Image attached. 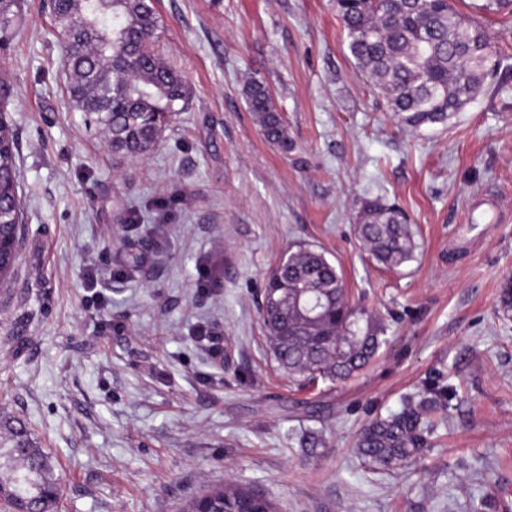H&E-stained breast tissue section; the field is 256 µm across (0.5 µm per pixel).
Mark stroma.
I'll use <instances>...</instances> for the list:
<instances>
[{
    "label": "stroma",
    "instance_id": "35a3bbf8",
    "mask_svg": "<svg viewBox=\"0 0 512 512\" xmlns=\"http://www.w3.org/2000/svg\"><path fill=\"white\" fill-rule=\"evenodd\" d=\"M454 0L497 69L448 123L397 125L350 61L333 0H154L157 47L189 106L142 158L114 154L63 92V45L20 0L0 48L25 231L0 284V418L23 421L59 480L58 512H181L230 480L281 512H512V12ZM269 88L290 150L243 95ZM409 216L411 261L386 269L355 231L362 201ZM324 249L385 326L349 380L300 388L260 317L288 246ZM219 264L202 289L197 266ZM97 262L107 305L88 299ZM208 326L213 342L199 341ZM457 396L418 462L367 470L360 427L425 386ZM304 428L325 439L302 453Z\"/></svg>",
    "mask_w": 512,
    "mask_h": 512
}]
</instances>
